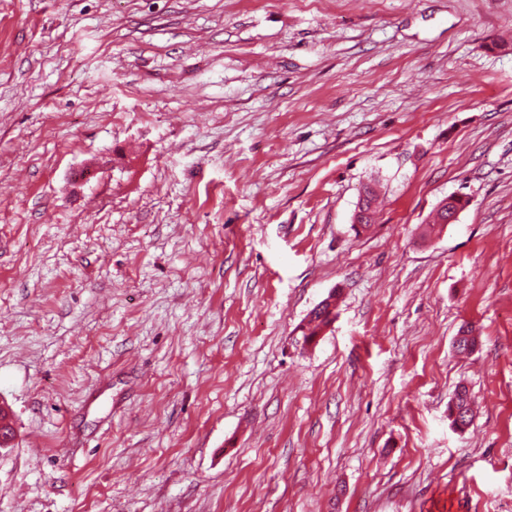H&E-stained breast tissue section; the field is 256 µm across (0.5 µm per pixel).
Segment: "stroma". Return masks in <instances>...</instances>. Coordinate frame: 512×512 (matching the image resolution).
I'll return each instance as SVG.
<instances>
[{"instance_id":"stroma-1","label":"stroma","mask_w":512,"mask_h":512,"mask_svg":"<svg viewBox=\"0 0 512 512\" xmlns=\"http://www.w3.org/2000/svg\"><path fill=\"white\" fill-rule=\"evenodd\" d=\"M0 408V512H512V0H0ZM333 298L332 303H326L321 309L314 308L306 323L301 328L305 343L312 342L317 336L330 326L336 318V294L329 296ZM448 418L457 429H463L470 424L473 418L470 405V396L466 386H459L454 397L448 404Z\"/></svg>"}]
</instances>
